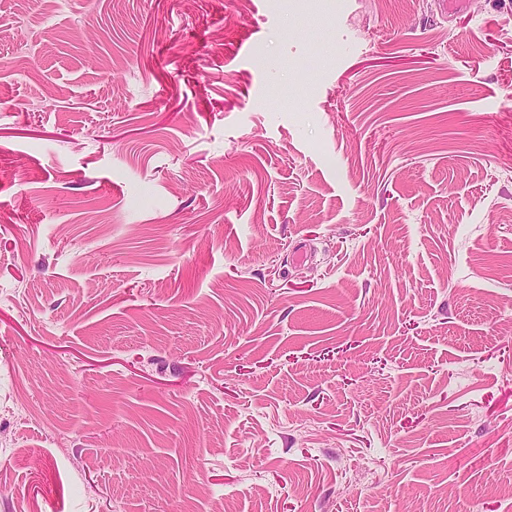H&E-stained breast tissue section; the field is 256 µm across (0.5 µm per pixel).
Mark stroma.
<instances>
[{"label": "stroma", "mask_w": 512, "mask_h": 512, "mask_svg": "<svg viewBox=\"0 0 512 512\" xmlns=\"http://www.w3.org/2000/svg\"><path fill=\"white\" fill-rule=\"evenodd\" d=\"M0 512H512V0H0Z\"/></svg>", "instance_id": "1"}]
</instances>
